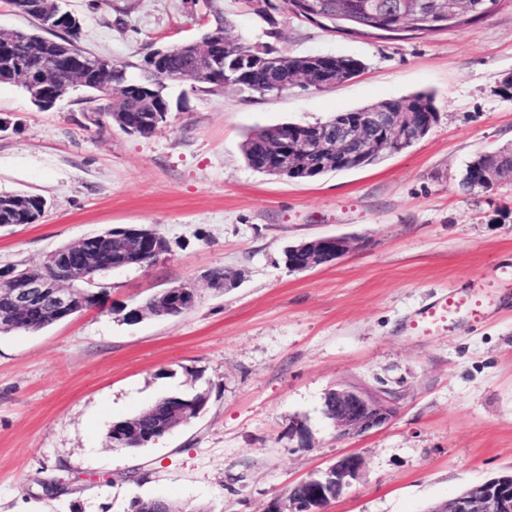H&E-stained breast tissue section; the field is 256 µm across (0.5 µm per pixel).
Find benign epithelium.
Segmentation results:
<instances>
[{"label": "benign epithelium", "instance_id": "1", "mask_svg": "<svg viewBox=\"0 0 512 512\" xmlns=\"http://www.w3.org/2000/svg\"><path fill=\"white\" fill-rule=\"evenodd\" d=\"M33 8L42 17L47 30L75 28L79 20L72 14L59 13L58 0H35ZM471 0H454L449 8L448 24L470 17ZM45 50L34 62L25 63L12 55H0V82L24 83L31 101L41 109H50L62 100L76 84H89L108 99L107 108L98 116L107 123L125 126L124 113L131 102L140 104L146 113L144 122L159 128L169 112V104L160 93L144 86L116 87L101 80L96 59L77 52L68 42L47 40ZM169 48L159 47L149 54L143 68L160 78L167 70ZM334 56L307 55L287 83H276L281 92L298 83L331 87L357 75V71L338 73ZM224 59L207 46L194 49L186 65L182 81L197 83L223 68ZM434 112H392L385 105L372 106L362 112H342L331 122L310 131V126L283 128L265 143L270 170L288 179L310 180L328 170H353L366 167L372 155L384 151L398 152L419 140L424 127L435 123ZM512 163V156L500 152L483 154V163L476 176L485 187L500 182L502 170ZM43 198L23 193L0 195V217L9 218L20 212L36 216L44 212ZM151 246L154 258L169 253L166 239L155 229L113 228L85 236L57 248L44 256L37 269L16 266L0 268V328L22 325L35 311L51 315L56 322L65 321L87 309L102 306L101 295L84 289L91 281L89 273L99 254L106 250L114 256L112 269H122L130 259L143 254ZM307 262L304 271L322 265L330 257L338 260L350 249L344 236H324L301 243ZM197 300V291L190 284L167 289L154 296L151 307L140 306L129 315L140 319L146 315L164 316L174 309H190ZM330 402L336 411L331 419L341 438L362 436L389 422L396 414L394 402L380 394L350 386L330 392ZM161 406L167 412L164 431L189 423L203 411L198 397H170ZM362 459L344 455L326 472L297 484L299 494L288 495V502H273L268 512H324L328 503L338 498L362 471ZM430 512H512V471L462 490L447 503Z\"/></svg>", "mask_w": 512, "mask_h": 512}]
</instances>
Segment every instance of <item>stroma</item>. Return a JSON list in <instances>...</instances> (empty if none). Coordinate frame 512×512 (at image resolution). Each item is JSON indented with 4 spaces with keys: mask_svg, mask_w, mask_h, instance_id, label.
<instances>
[{
    "mask_svg": "<svg viewBox=\"0 0 512 512\" xmlns=\"http://www.w3.org/2000/svg\"><path fill=\"white\" fill-rule=\"evenodd\" d=\"M80 47L140 76L144 58L229 20L231 39L294 54L350 56L353 79L266 95L172 84L150 136L94 121L83 90L39 111L0 84V193L44 197L34 224L0 227V267L115 227L147 225L170 251L102 275L105 306L39 333L0 334V512H266L339 457L363 469L325 512H426L512 470V182L464 190L477 154L512 148V8L476 26L389 38L278 17L277 39L246 0H63ZM418 91L438 120L411 147L313 180L250 169L253 129L316 124ZM348 237L337 261L291 272L288 246ZM224 268L217 290L202 273ZM494 279L482 322L424 335L412 313ZM194 285L178 317L124 311ZM356 386L394 400L383 427L341 438L326 394ZM206 391L204 412L138 450L110 426L172 393ZM54 493H47V486Z\"/></svg>",
    "mask_w": 512,
    "mask_h": 512,
    "instance_id": "obj_1",
    "label": "stroma"
}]
</instances>
